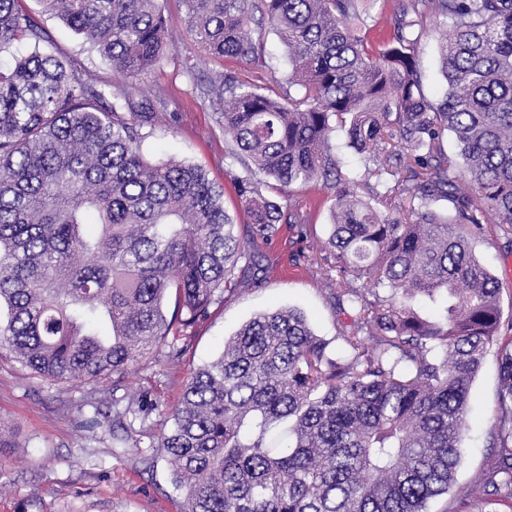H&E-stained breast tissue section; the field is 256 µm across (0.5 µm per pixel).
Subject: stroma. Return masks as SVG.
Segmentation results:
<instances>
[{"mask_svg":"<svg viewBox=\"0 0 512 512\" xmlns=\"http://www.w3.org/2000/svg\"><path fill=\"white\" fill-rule=\"evenodd\" d=\"M173 45L153 69L125 87L135 103L165 98L176 117L157 125L142 145L147 158H173L201 167L209 179L224 188V207L245 224L246 215L232 184L244 176L241 165L224 157V126L216 105L205 94L210 81L224 74L225 62L206 57L188 34L181 0H157ZM38 19L48 45L68 68L92 75L110 85L118 76L111 63L93 50L58 18L44 13L38 0H26ZM426 29L418 55L429 97L441 99L447 88L439 63V45L446 28L436 18ZM292 195L310 214L309 227L281 225L278 234L260 244L265 281L252 285L250 272H239L238 291L213 305L207 319L190 328L178 360L165 356L132 365L120 396L141 394L161 403L144 432L126 440L113 438L105 428L89 429L94 409L108 412L112 396L98 395L97 407L86 406L92 384L76 379L54 384L8 356L0 357V428L12 432L15 445L0 448V512H183L186 493L158 442L172 421L170 411L181 395L191 369L216 359L236 331L259 313L275 307L303 312L314 332L328 343L332 354L345 355L336 337L341 315L324 281L311 266L329 234L336 192L327 186H293ZM478 259L500 281L504 326L475 375L470 392L468 428L463 435L461 461L452 491L428 505V512H454L457 493L484 472L495 458L491 434L495 425L498 358L512 337V240L495 225H485L475 246Z\"/></svg>","mask_w":512,"mask_h":512,"instance_id":"obj_1","label":"stroma"}]
</instances>
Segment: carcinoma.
Listing matches in <instances>:
<instances>
[{
	"label": "carcinoma",
	"mask_w": 512,
	"mask_h": 512,
	"mask_svg": "<svg viewBox=\"0 0 512 512\" xmlns=\"http://www.w3.org/2000/svg\"><path fill=\"white\" fill-rule=\"evenodd\" d=\"M125 78L172 46L157 0H38ZM205 54L249 66L207 87L227 138L225 157L251 163L235 178L247 235L202 168L150 162L145 127L168 104L139 110L120 83L106 90L40 48L23 0H0V351L51 381L112 389L128 368L232 295L236 271L259 266L257 243L282 224H308L279 190L336 188L328 245L344 357L295 309L262 313L220 357L190 371L161 437L186 489L185 512H427L455 483L470 385L502 327L501 284L475 254L483 225L512 232V0H406L374 47L360 0H183ZM444 20L448 91L425 92L423 19ZM288 50L282 96L254 26ZM363 155L347 178L332 140ZM451 132L458 153L442 148ZM368 191L365 200L356 186ZM448 202V211L432 208ZM387 206V212L372 202ZM364 280L370 287L355 286ZM384 289L382 295L378 289ZM446 291L444 317L405 300ZM174 298L166 316L164 302ZM145 396L113 410L145 423ZM494 464L461 497L494 496L512 512V348L499 359Z\"/></svg>",
	"instance_id": "carcinoma-1"
}]
</instances>
